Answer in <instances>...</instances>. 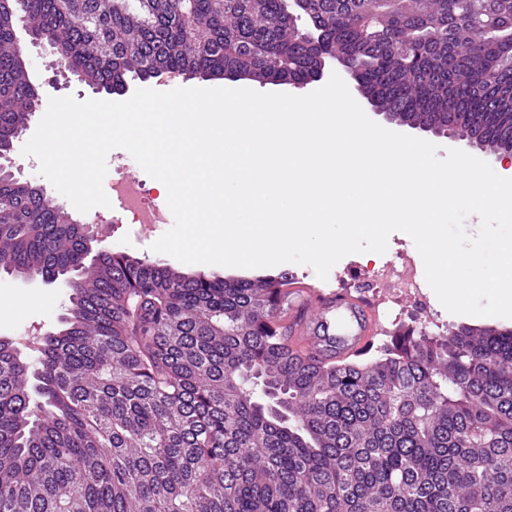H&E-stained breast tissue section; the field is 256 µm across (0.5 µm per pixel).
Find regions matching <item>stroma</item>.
Listing matches in <instances>:
<instances>
[{"label": "stroma", "mask_w": 512, "mask_h": 512, "mask_svg": "<svg viewBox=\"0 0 512 512\" xmlns=\"http://www.w3.org/2000/svg\"><path fill=\"white\" fill-rule=\"evenodd\" d=\"M30 62L29 77L40 94L41 102H48L52 97L74 96L77 100L91 98L93 91L77 77H67L56 64V57L49 49L39 45H28ZM76 220L92 225L102 241L104 248L123 252L131 257L157 261L181 272L198 270L209 276L220 278L251 279L269 275L288 274L290 279L310 285L313 289L329 293L335 290H347L367 300L377 302L381 333L376 337L375 347L382 348L391 343L395 336L409 329L422 330L430 335L445 333L449 328L465 325L469 327L493 326L500 330H512V318L475 317L449 313L439 302L431 288H424L422 300L418 305H411L401 289L378 288L372 286L369 278L373 271L386 262L396 260L400 255L416 256L413 242L402 233H392L388 239L386 253H363L354 255L352 260H340L330 270L327 279H319L311 266L297 264H280L274 267L243 269L217 265H190L174 258L152 252L151 244L166 230L165 225L144 226L139 224L132 213L120 206L112 208H94L86 213H76ZM69 291L44 284L42 281L31 283L1 274L0 298L12 300L24 299L25 308L15 316L0 319V337L9 338L17 343L28 342L35 336L58 331L61 320L69 304ZM415 307L414 318L401 316V309Z\"/></svg>", "instance_id": "1"}]
</instances>
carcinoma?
I'll return each instance as SVG.
<instances>
[{"mask_svg": "<svg viewBox=\"0 0 512 512\" xmlns=\"http://www.w3.org/2000/svg\"><path fill=\"white\" fill-rule=\"evenodd\" d=\"M0 0V151L39 102L16 19L109 94L127 74L309 84L350 65L382 110L512 145V0ZM199 48L182 49L185 23ZM0 179V274L75 275L64 328L0 338V512H512V331L409 333L383 356L289 346L288 279L106 250Z\"/></svg>", "mask_w": 512, "mask_h": 512, "instance_id": "1", "label": "carcinoma"}]
</instances>
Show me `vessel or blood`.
I'll return each instance as SVG.
<instances>
[{
  "instance_id": "vessel-or-blood-1",
  "label": "vessel or blood",
  "mask_w": 512,
  "mask_h": 512,
  "mask_svg": "<svg viewBox=\"0 0 512 512\" xmlns=\"http://www.w3.org/2000/svg\"><path fill=\"white\" fill-rule=\"evenodd\" d=\"M290 291L294 301L288 309L289 323L293 346L299 351H317L327 346L324 332L333 312L348 314L355 324L350 348H365L380 332L377 309L363 298L347 292L325 296L297 282L291 283Z\"/></svg>"
}]
</instances>
